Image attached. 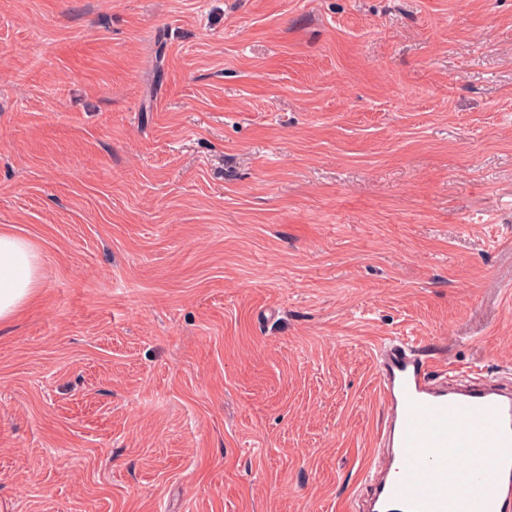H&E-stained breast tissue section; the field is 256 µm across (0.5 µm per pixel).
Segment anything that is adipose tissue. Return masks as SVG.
Listing matches in <instances>:
<instances>
[{
    "instance_id": "1",
    "label": "adipose tissue",
    "mask_w": 512,
    "mask_h": 512,
    "mask_svg": "<svg viewBox=\"0 0 512 512\" xmlns=\"http://www.w3.org/2000/svg\"><path fill=\"white\" fill-rule=\"evenodd\" d=\"M39 282V256L31 243L0 232V322L13 318L34 294Z\"/></svg>"
}]
</instances>
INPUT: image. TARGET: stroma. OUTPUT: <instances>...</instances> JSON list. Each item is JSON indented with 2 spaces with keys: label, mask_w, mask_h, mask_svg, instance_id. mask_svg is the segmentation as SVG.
I'll list each match as a JSON object with an SVG mask.
<instances>
[{
  "label": "stroma",
  "mask_w": 512,
  "mask_h": 512,
  "mask_svg": "<svg viewBox=\"0 0 512 512\" xmlns=\"http://www.w3.org/2000/svg\"><path fill=\"white\" fill-rule=\"evenodd\" d=\"M12 512H340L376 342L512 384V0H0ZM39 264V256L26 238L0 232V322L12 319L34 294Z\"/></svg>",
  "instance_id": "obj_1"
}]
</instances>
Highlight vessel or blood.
<instances>
[{"label":"vessel or blood","instance_id":"vessel-or-blood-1","mask_svg":"<svg viewBox=\"0 0 512 512\" xmlns=\"http://www.w3.org/2000/svg\"><path fill=\"white\" fill-rule=\"evenodd\" d=\"M376 361L387 417L366 512H512V390L468 371L434 382L405 338Z\"/></svg>","mask_w":512,"mask_h":512}]
</instances>
